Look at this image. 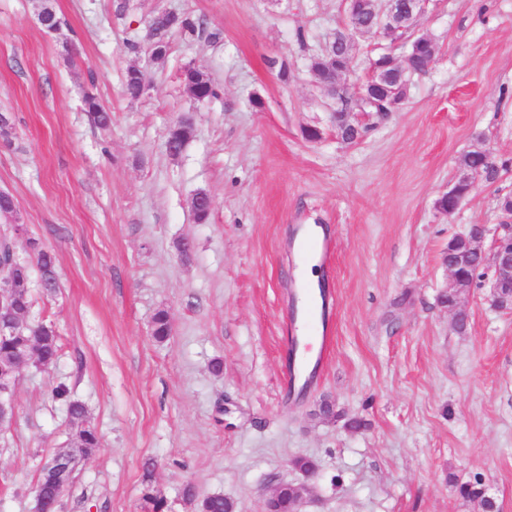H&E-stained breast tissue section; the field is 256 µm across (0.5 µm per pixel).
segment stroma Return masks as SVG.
I'll return each mask as SVG.
<instances>
[{
  "label": "stroma",
  "mask_w": 512,
  "mask_h": 512,
  "mask_svg": "<svg viewBox=\"0 0 512 512\" xmlns=\"http://www.w3.org/2000/svg\"><path fill=\"white\" fill-rule=\"evenodd\" d=\"M54 5L52 34L39 0H0V113L11 121L0 190L15 200L0 230L25 225L55 253L59 288H34L31 316L52 321L61 343L55 364L23 368L15 385L0 512H32L44 458L70 445L60 384L100 438L60 512H145L148 490L168 512H194L181 497L189 482L235 512H263L275 484L298 479V457L318 465L301 512H476L455 489L475 479L512 512V313L487 302L489 270L470 290L467 332L438 302L449 239L497 224V198L512 192V0H428L416 32L435 42L434 63L352 144L311 70L346 22L343 0H128L121 18L114 0ZM159 11L205 30L173 33L153 63L145 26ZM271 58L287 61L288 80ZM188 66L216 98L190 99ZM132 67L147 84L137 99L122 91ZM88 94L111 112L109 130L89 121ZM187 113L195 135L170 156L168 128ZM477 147L496 175L441 212ZM201 191L213 199L204 223L192 210ZM310 225L331 244L317 271L332 342L298 397L283 390L284 336ZM161 310L171 334L159 343ZM324 400L338 419L318 417Z\"/></svg>",
  "instance_id": "stroma-1"
}]
</instances>
